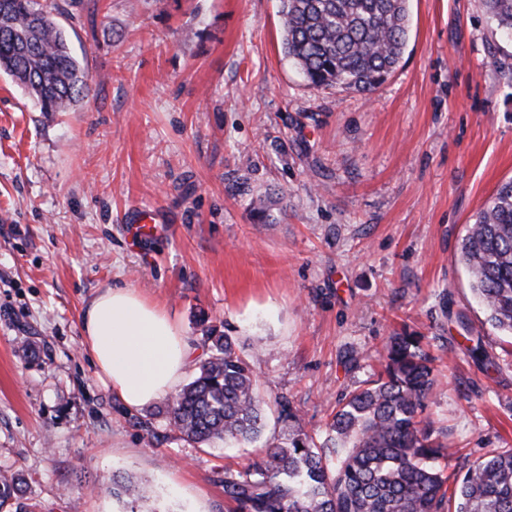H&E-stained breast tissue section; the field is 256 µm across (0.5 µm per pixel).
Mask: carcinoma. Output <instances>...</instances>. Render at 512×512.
I'll use <instances>...</instances> for the list:
<instances>
[{
    "mask_svg": "<svg viewBox=\"0 0 512 512\" xmlns=\"http://www.w3.org/2000/svg\"><path fill=\"white\" fill-rule=\"evenodd\" d=\"M285 57L316 89L370 93L397 70L408 38L407 0H280ZM495 31L512 40V0H482ZM56 0H0V72L42 112H66L90 92ZM461 261L490 325L512 336V181L469 225ZM208 357L169 401L172 430L194 444L252 443L265 417L252 362L216 328ZM380 369L338 401L316 444L290 399L276 400L283 433L239 469L224 470L228 512H512V450L468 466L448 491V444L423 417L437 378L424 337L396 333ZM22 476H0V507ZM112 495L147 501L150 486L112 479Z\"/></svg>",
    "mask_w": 512,
    "mask_h": 512,
    "instance_id": "1",
    "label": "carcinoma"
}]
</instances>
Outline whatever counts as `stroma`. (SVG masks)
Instances as JSON below:
<instances>
[{
  "label": "stroma",
  "mask_w": 512,
  "mask_h": 512,
  "mask_svg": "<svg viewBox=\"0 0 512 512\" xmlns=\"http://www.w3.org/2000/svg\"><path fill=\"white\" fill-rule=\"evenodd\" d=\"M59 4L88 96L46 114L0 74V473L26 479L0 512H225L224 469L253 448L190 444L165 399L131 411L98 379L82 317L112 286L163 305L196 361L205 327L236 337L318 442L393 332L425 337L449 472L512 449V337L460 262L512 180V45L480 0H409L402 62L369 94L307 85L279 0ZM137 210L157 218L141 245ZM116 475L152 498L117 501Z\"/></svg>",
  "instance_id": "obj_1"
}]
</instances>
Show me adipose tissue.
Returning a JSON list of instances; mask_svg holds the SVG:
<instances>
[{
    "mask_svg": "<svg viewBox=\"0 0 512 512\" xmlns=\"http://www.w3.org/2000/svg\"><path fill=\"white\" fill-rule=\"evenodd\" d=\"M83 332L98 377L131 409L173 392L191 366L177 323L132 288L94 298Z\"/></svg>",
    "mask_w": 512,
    "mask_h": 512,
    "instance_id": "ef3b65f1",
    "label": "adipose tissue"
}]
</instances>
